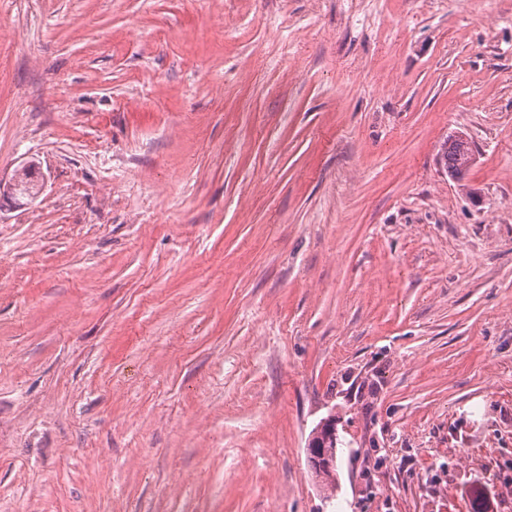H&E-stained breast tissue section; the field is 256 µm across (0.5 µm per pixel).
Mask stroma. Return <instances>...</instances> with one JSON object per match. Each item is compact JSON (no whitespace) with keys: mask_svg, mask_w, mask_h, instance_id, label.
I'll use <instances>...</instances> for the list:
<instances>
[{"mask_svg":"<svg viewBox=\"0 0 512 512\" xmlns=\"http://www.w3.org/2000/svg\"><path fill=\"white\" fill-rule=\"evenodd\" d=\"M31 162L0 512H512V0H0ZM472 142L464 132L453 135L446 142L441 154V163L448 170V176L462 181L473 163ZM336 424L328 419L312 434L306 448V460L309 470L319 479L327 476L333 478L336 471V453L325 448V443L329 440L336 441ZM335 478L324 479L327 487L335 488Z\"/></svg>","mask_w":512,"mask_h":512,"instance_id":"stroma-1","label":"stroma"}]
</instances>
